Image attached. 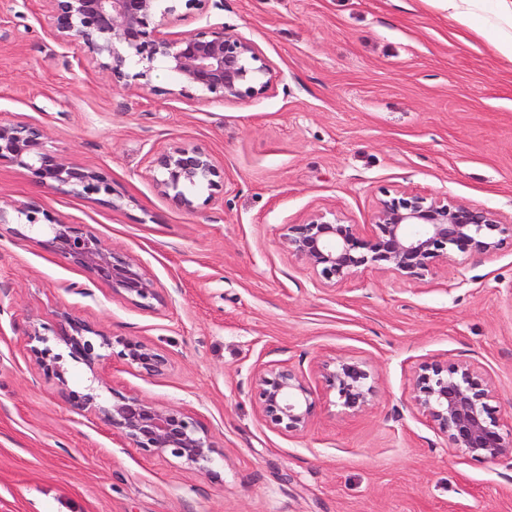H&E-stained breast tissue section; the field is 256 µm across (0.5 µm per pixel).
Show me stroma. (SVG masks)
I'll use <instances>...</instances> for the list:
<instances>
[{
    "instance_id": "stroma-1",
    "label": "stroma",
    "mask_w": 512,
    "mask_h": 512,
    "mask_svg": "<svg viewBox=\"0 0 512 512\" xmlns=\"http://www.w3.org/2000/svg\"><path fill=\"white\" fill-rule=\"evenodd\" d=\"M469 24L432 0H224L184 11L179 38L222 23L272 68L241 100L113 85L77 41L52 35L45 0H0V122L39 124L51 149L105 173L112 208L0 161V206L31 203L140 261L161 304L142 309L43 247L44 230L0 224V512H512V467L449 448L413 404L425 361L477 365L512 425V242L437 261L408 281L369 264L332 288L280 234L318 211L368 229L381 199L446 196L512 217V36L497 0ZM185 144L213 155L222 188L195 210L152 178L154 155ZM70 314L112 338L163 351L150 377L123 360L96 370L55 335ZM49 329L68 386L182 410L223 449L211 472L132 447L94 414L70 411L40 368ZM365 361L364 411L326 386L327 360ZM301 370L315 407L293 436L258 412L255 370Z\"/></svg>"
}]
</instances>
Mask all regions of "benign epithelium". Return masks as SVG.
I'll return each instance as SVG.
<instances>
[{
  "label": "benign epithelium",
  "instance_id": "7a95c632",
  "mask_svg": "<svg viewBox=\"0 0 512 512\" xmlns=\"http://www.w3.org/2000/svg\"><path fill=\"white\" fill-rule=\"evenodd\" d=\"M210 1L224 9V0H46L55 39L78 41L114 83L149 89L160 63L178 81L175 93L179 95L205 92L240 100L263 92L270 84L268 64L249 40L224 24H208L170 38L167 28L182 6L202 10ZM0 160L17 164L45 185L68 186L87 198L104 196L112 207H119L108 177L67 162L48 147L39 125L1 123ZM152 168L164 194L185 210L196 208L189 187L204 182L217 187L221 178L214 157L188 145L157 154ZM17 212L28 224L48 227V247L109 284L121 299L144 309L159 299L154 280L137 260L104 247L96 236L39 205H24ZM282 237L289 252L312 266L321 285L334 286L369 263L408 280L420 279L435 261L451 253L499 250L512 239V224L488 208L404 192L380 202L367 232L334 213H318L301 224L285 225ZM56 336L91 371L114 354L150 376L163 375L169 366L160 350L132 339L114 340L67 313L61 316ZM32 352L63 385L62 394L72 412L95 413L134 447L158 456L169 454L199 470L221 454L212 437L182 411L134 395H115L103 403L93 387L82 392L67 389L60 355L51 354L48 347H34ZM323 379L353 412L365 410L375 395L370 373L361 361L327 362ZM254 383L259 414L266 422L294 435L307 430L314 400L300 370L286 363L275 365L257 371ZM493 398L492 383L470 362L424 363L414 376L415 407L450 447L474 459L511 464L512 429L504 430L494 415Z\"/></svg>",
  "mask_w": 512,
  "mask_h": 512
}]
</instances>
